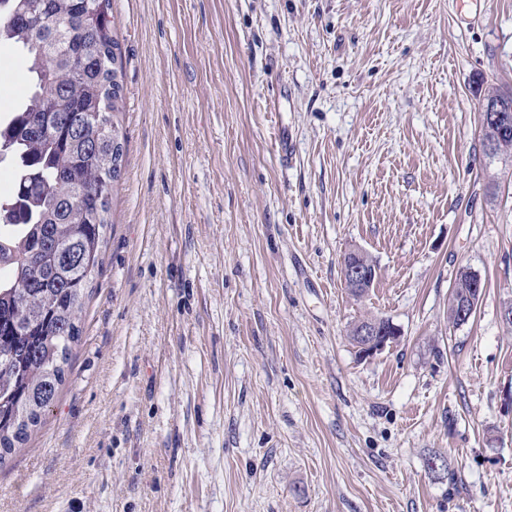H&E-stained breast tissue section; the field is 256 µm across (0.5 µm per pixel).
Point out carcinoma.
Returning <instances> with one entry per match:
<instances>
[{"instance_id": "cac0c4a2", "label": "carcinoma", "mask_w": 512, "mask_h": 512, "mask_svg": "<svg viewBox=\"0 0 512 512\" xmlns=\"http://www.w3.org/2000/svg\"><path fill=\"white\" fill-rule=\"evenodd\" d=\"M110 0H0V48L33 83L0 116V461L24 444L65 381L110 224L122 146V48ZM467 276L448 300L468 299Z\"/></svg>"}]
</instances>
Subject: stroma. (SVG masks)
Wrapping results in <instances>:
<instances>
[{
	"label": "stroma",
	"instance_id": "35a3bbf8",
	"mask_svg": "<svg viewBox=\"0 0 512 512\" xmlns=\"http://www.w3.org/2000/svg\"><path fill=\"white\" fill-rule=\"evenodd\" d=\"M111 15L128 142L103 264L0 512H512V157L481 147L512 0ZM352 245L378 268L359 300ZM464 269L484 290L455 327ZM367 313L401 336L363 357ZM471 277L472 279L470 281V288L467 282L468 277L466 275H462L460 278L456 279V281L458 280L456 284L457 288H455L454 285L453 288L455 289L452 291L448 300V319L452 325L454 324L456 326V321L454 318V303L467 300L468 296L471 295V288L473 291H475L474 296L469 298V302L467 301L460 304L457 310L459 325L463 326L467 324L472 319L477 310L480 298L483 293L484 285L482 283L481 277L477 273L471 271Z\"/></svg>",
	"mask_w": 512,
	"mask_h": 512
}]
</instances>
